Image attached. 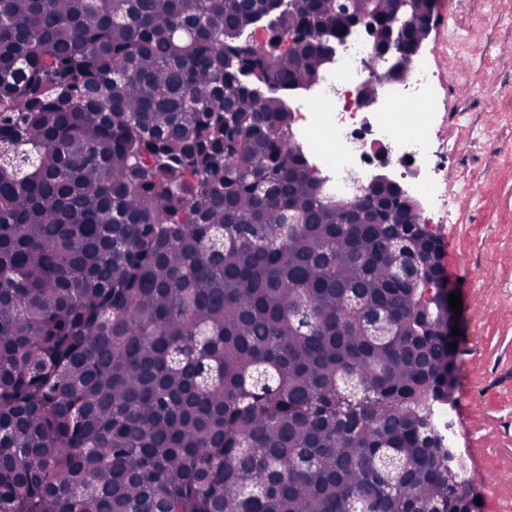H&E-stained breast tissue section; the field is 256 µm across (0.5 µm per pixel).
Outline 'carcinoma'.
Listing matches in <instances>:
<instances>
[{
	"mask_svg": "<svg viewBox=\"0 0 512 512\" xmlns=\"http://www.w3.org/2000/svg\"><path fill=\"white\" fill-rule=\"evenodd\" d=\"M425 7L0 0V512H474L437 238L290 148L348 15ZM453 293V288H451L449 282H444V280H440L438 285L436 286V310L438 315H441L444 319V322L448 324V332L450 336H452L453 328H454V312L449 306V295Z\"/></svg>",
	"mask_w": 512,
	"mask_h": 512,
	"instance_id": "obj_1",
	"label": "carcinoma"
}]
</instances>
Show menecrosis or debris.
Returning a JSON list of instances; mask_svg holds the SVG:
<instances>
[{"label": "necrosis or debris", "mask_w": 512, "mask_h": 512, "mask_svg": "<svg viewBox=\"0 0 512 512\" xmlns=\"http://www.w3.org/2000/svg\"><path fill=\"white\" fill-rule=\"evenodd\" d=\"M372 54L368 35L344 41L316 102L295 114L302 126L300 145L318 158V170L342 196L368 186L380 161H388L405 179L421 223L437 226L447 219L449 205L447 191L428 175L431 86L437 73L428 60L416 55L405 76L375 79L367 68ZM369 82L377 98L371 112L357 99L359 88Z\"/></svg>", "instance_id": "1"}]
</instances>
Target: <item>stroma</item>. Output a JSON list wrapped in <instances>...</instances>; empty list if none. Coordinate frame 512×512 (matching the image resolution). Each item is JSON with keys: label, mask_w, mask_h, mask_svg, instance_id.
Here are the masks:
<instances>
[{"label": "stroma", "mask_w": 512, "mask_h": 512, "mask_svg": "<svg viewBox=\"0 0 512 512\" xmlns=\"http://www.w3.org/2000/svg\"><path fill=\"white\" fill-rule=\"evenodd\" d=\"M423 52L441 75L430 145L466 142L445 172L472 185L435 230L462 303L448 437L477 512H512V0H440Z\"/></svg>", "instance_id": "obj_1"}]
</instances>
